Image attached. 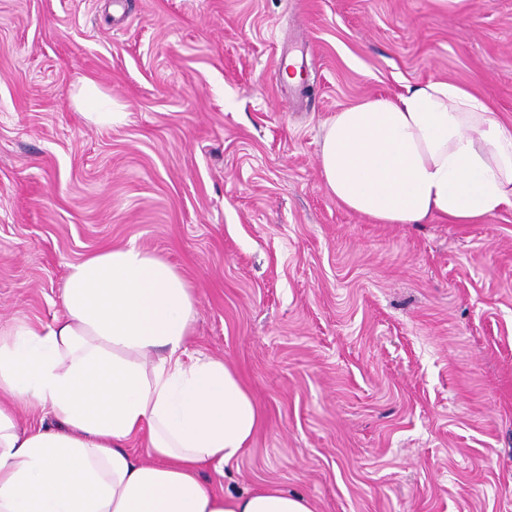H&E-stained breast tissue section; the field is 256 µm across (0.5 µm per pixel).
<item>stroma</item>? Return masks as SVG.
I'll use <instances>...</instances> for the list:
<instances>
[{
    "instance_id": "stroma-1",
    "label": "stroma",
    "mask_w": 512,
    "mask_h": 512,
    "mask_svg": "<svg viewBox=\"0 0 512 512\" xmlns=\"http://www.w3.org/2000/svg\"><path fill=\"white\" fill-rule=\"evenodd\" d=\"M437 79L512 124V0H0V324L52 323L68 264L136 245L263 413L207 483L512 512V210L374 224L320 174L328 118Z\"/></svg>"
}]
</instances>
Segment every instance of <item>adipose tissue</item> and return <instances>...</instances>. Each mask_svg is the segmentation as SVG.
I'll return each instance as SVG.
<instances>
[{
  "instance_id": "ef3b65f1",
  "label": "adipose tissue",
  "mask_w": 512,
  "mask_h": 512,
  "mask_svg": "<svg viewBox=\"0 0 512 512\" xmlns=\"http://www.w3.org/2000/svg\"><path fill=\"white\" fill-rule=\"evenodd\" d=\"M321 176L376 224H479L512 209V126L465 86L369 97L323 124ZM63 312L0 326V512H315L274 484L205 487L263 417L224 360L191 356L187 280L137 246L69 264ZM55 423L20 426L16 406ZM143 442V463L127 444Z\"/></svg>"
}]
</instances>
